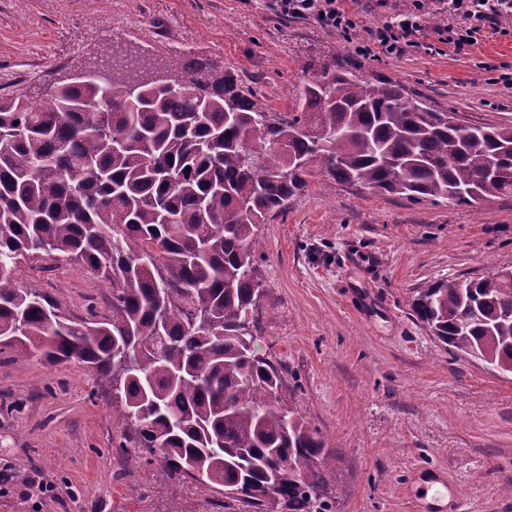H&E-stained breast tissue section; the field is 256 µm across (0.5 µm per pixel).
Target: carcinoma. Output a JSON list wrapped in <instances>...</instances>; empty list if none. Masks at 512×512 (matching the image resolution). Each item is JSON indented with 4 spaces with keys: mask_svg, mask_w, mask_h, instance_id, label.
I'll use <instances>...</instances> for the list:
<instances>
[{
    "mask_svg": "<svg viewBox=\"0 0 512 512\" xmlns=\"http://www.w3.org/2000/svg\"><path fill=\"white\" fill-rule=\"evenodd\" d=\"M168 69L114 63L37 105L0 98V345L106 378L130 464L179 486L192 468L253 512H333L336 453L253 346L259 225L315 173L410 200L512 195V126L459 127L334 64L293 112L211 62ZM46 258L111 281L110 313L73 320L21 287ZM412 306L443 343L512 371V271L436 282Z\"/></svg>",
    "mask_w": 512,
    "mask_h": 512,
    "instance_id": "carcinoma-1",
    "label": "carcinoma"
}]
</instances>
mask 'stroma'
<instances>
[{
  "label": "stroma",
  "mask_w": 512,
  "mask_h": 512,
  "mask_svg": "<svg viewBox=\"0 0 512 512\" xmlns=\"http://www.w3.org/2000/svg\"><path fill=\"white\" fill-rule=\"evenodd\" d=\"M354 40L278 16L269 0H0V95L39 102L88 63L132 53L166 67L212 58L275 112L334 62L395 81L411 100L466 124L512 125V17L478 45L441 42L433 0L418 47L373 57L355 40L406 0H348ZM255 350L282 373L285 395L336 452L335 512H512V373L448 350L412 310L438 281L512 268V196L477 204L412 201L312 178L257 236ZM20 281L71 318L105 313L111 283L79 264L39 261ZM118 406L77 362L0 352V469L16 486L0 512H245L222 493L174 487L156 467L127 464ZM51 481L49 505L26 494Z\"/></svg>",
  "instance_id": "1"
}]
</instances>
